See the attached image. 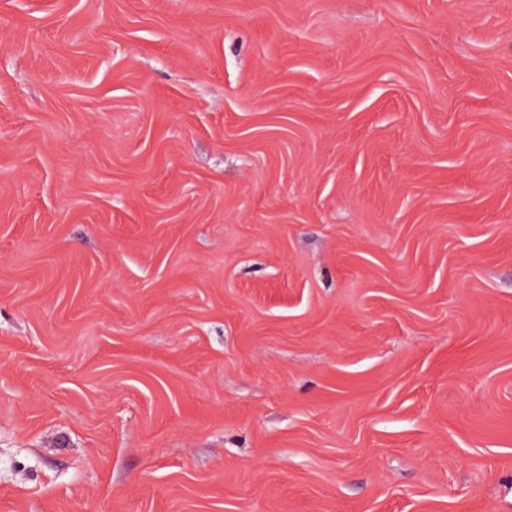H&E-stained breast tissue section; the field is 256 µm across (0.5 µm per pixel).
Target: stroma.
Listing matches in <instances>:
<instances>
[{"mask_svg": "<svg viewBox=\"0 0 512 512\" xmlns=\"http://www.w3.org/2000/svg\"><path fill=\"white\" fill-rule=\"evenodd\" d=\"M0 512H512V0H0Z\"/></svg>", "mask_w": 512, "mask_h": 512, "instance_id": "obj_1", "label": "stroma"}]
</instances>
